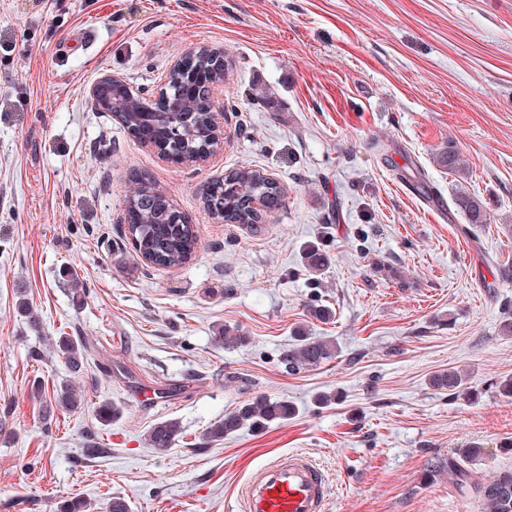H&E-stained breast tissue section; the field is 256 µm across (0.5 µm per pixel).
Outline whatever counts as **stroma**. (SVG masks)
I'll list each match as a JSON object with an SVG mask.
<instances>
[{"label":"stroma","instance_id":"35a3bbf8","mask_svg":"<svg viewBox=\"0 0 512 512\" xmlns=\"http://www.w3.org/2000/svg\"><path fill=\"white\" fill-rule=\"evenodd\" d=\"M201 46L228 63L225 141L204 163L162 161L91 104L107 73L154 96ZM449 144L465 176L436 164ZM409 161L433 201L399 179ZM244 166L285 191L255 229L212 220L201 197ZM133 171L197 225L186 264H145L127 238ZM459 184L488 223L449 209ZM317 236L333 261L315 287L300 249ZM375 258L409 287L374 276ZM21 286L39 328L18 312ZM313 299L330 321L309 318ZM510 306L512 0H0V512L70 497L104 512L116 495L132 512H231L249 472L291 451L328 472L329 512H484L448 458L478 443L477 477L512 470V399L494 389L512 377ZM303 324L340 353L291 374L279 354ZM220 326L247 343L214 345ZM60 336L87 345L84 403L49 416L31 392L49 400L70 379ZM451 367L475 399L430 387ZM322 392L341 400L317 405ZM259 394L295 418L208 441ZM102 400L121 411L106 424ZM171 418L173 447L149 448L146 431Z\"/></svg>","mask_w":512,"mask_h":512}]
</instances>
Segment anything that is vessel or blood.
<instances>
[{"mask_svg": "<svg viewBox=\"0 0 512 512\" xmlns=\"http://www.w3.org/2000/svg\"><path fill=\"white\" fill-rule=\"evenodd\" d=\"M235 504L240 512H327V477L308 453L291 452L252 470Z\"/></svg>", "mask_w": 512, "mask_h": 512, "instance_id": "b4317fda", "label": "vessel or blood"}]
</instances>
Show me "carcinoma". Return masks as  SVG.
Instances as JSON below:
<instances>
[{"label": "carcinoma", "mask_w": 512, "mask_h": 512, "mask_svg": "<svg viewBox=\"0 0 512 512\" xmlns=\"http://www.w3.org/2000/svg\"><path fill=\"white\" fill-rule=\"evenodd\" d=\"M166 86L170 87L171 98L178 101L180 111L158 116L154 112L141 110L139 100L127 101L128 111L123 113L125 126L133 131H148L161 140L178 139L181 149L188 155L199 152L209 145L212 130L206 114L196 110L195 102L189 94L188 82L179 81L175 75L168 76ZM437 164L457 175L464 174L467 163L462 153L447 145L436 153ZM134 188L126 199L127 233L135 251L149 256L155 265L171 268L181 266L191 260L199 243L197 226L189 219L175 220L174 210L166 198L152 182L141 173L131 175ZM204 208L211 218L226 224L258 225L267 217L278 212L283 205V189L278 182L268 178L256 169L240 168L230 172V176L207 183L202 188ZM260 200L259 209L252 202ZM453 206L461 211L470 224H486L490 218L486 203L464 189L454 192ZM302 268L310 276L313 284H319L321 276L332 263L326 240L318 238L302 247ZM374 271L382 279L407 286L402 271L392 263L378 261ZM213 342L220 346L237 347L247 342V337L230 328H219ZM57 356L71 377H78L85 368L87 349L80 340L60 336L52 344ZM339 349L331 339L311 335L303 328L294 332V344L281 353V362L294 373L308 368H318L338 357ZM468 376L457 369L437 371L429 378L433 389L448 393L456 399L471 393L467 386ZM54 404L45 407L50 413L54 408L76 409L82 405V394L72 381H65L53 394ZM96 417L102 423L117 418L120 409L112 402L104 400L95 407ZM296 409L285 398L258 395L245 401L236 410L224 415V419L212 424L207 438L222 441L247 427L252 431H262L273 424L292 419ZM181 434V424L176 419L159 421L152 425L146 435V443L157 452L172 448ZM481 453L476 446L460 448L448 458V472L457 483L469 484V472L464 464L474 461ZM478 498L486 512H512V471L504 472L495 478L473 484Z\"/></svg>", "instance_id": "obj_1"}]
</instances>
